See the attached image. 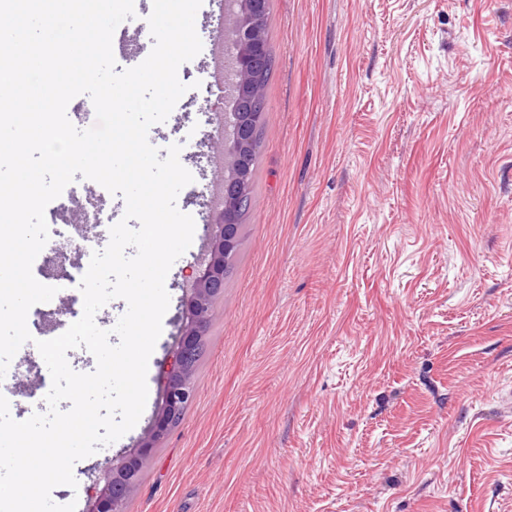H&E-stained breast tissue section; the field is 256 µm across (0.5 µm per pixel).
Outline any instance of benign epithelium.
Masks as SVG:
<instances>
[{"mask_svg": "<svg viewBox=\"0 0 512 512\" xmlns=\"http://www.w3.org/2000/svg\"><path fill=\"white\" fill-rule=\"evenodd\" d=\"M235 3L242 6V12H224V39L233 47L228 56L224 89L236 105L222 117L224 127L230 130L229 138L211 144L224 155L221 206L212 216V221L204 225L207 240L205 257L192 274L191 291L183 304L181 333L163 372L160 403L137 448L112 458L102 466L89 512H122V503L138 491L139 474L145 462L179 424L182 409L189 406L195 397L196 383L189 357L207 334L215 300L224 296V255L237 246V211L247 184L256 136L252 107L263 94L250 69L269 51L261 28L266 0H235Z\"/></svg>", "mask_w": 512, "mask_h": 512, "instance_id": "1", "label": "benign epithelium"}]
</instances>
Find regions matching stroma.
Segmentation results:
<instances>
[{
	"instance_id": "obj_1",
	"label": "stroma",
	"mask_w": 512,
	"mask_h": 512,
	"mask_svg": "<svg viewBox=\"0 0 512 512\" xmlns=\"http://www.w3.org/2000/svg\"><path fill=\"white\" fill-rule=\"evenodd\" d=\"M267 37L245 239L126 512H512V0H270ZM199 129L176 107L149 133L163 151ZM179 160L195 231L145 409L56 504H89L160 399L224 171Z\"/></svg>"
}]
</instances>
